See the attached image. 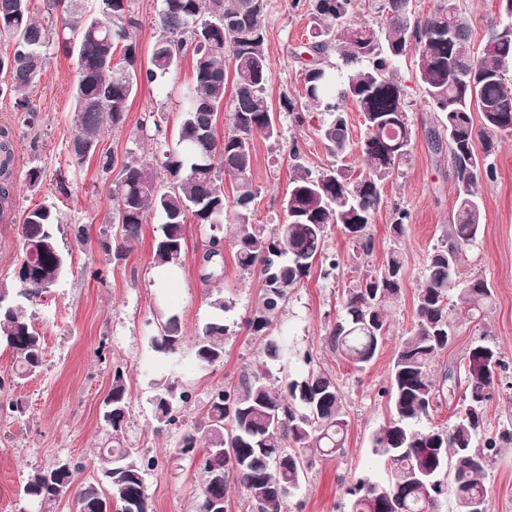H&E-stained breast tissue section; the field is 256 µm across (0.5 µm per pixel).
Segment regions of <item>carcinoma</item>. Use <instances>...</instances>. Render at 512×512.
Returning a JSON list of instances; mask_svg holds the SVG:
<instances>
[{
    "label": "carcinoma",
    "mask_w": 512,
    "mask_h": 512,
    "mask_svg": "<svg viewBox=\"0 0 512 512\" xmlns=\"http://www.w3.org/2000/svg\"><path fill=\"white\" fill-rule=\"evenodd\" d=\"M126 2L99 0L89 14L81 0H68L62 27L68 35L62 45L77 64L70 145L75 162L95 155L106 131L124 126L141 85L175 73L189 52L193 87L184 97L176 146L122 165L112 190L115 231L112 242L102 248L122 255L156 217L153 264L172 272L186 261L188 219L210 227L230 215L237 264L244 271H258L262 284L260 303L246 322L251 335L261 339L260 356L238 385L215 390L202 417L187 427L179 424L178 405L189 403L191 393L177 391L164 379L154 383L156 432L174 434V447L183 457L202 454L195 512H211L213 500L228 505L230 479L244 488L248 512H283L287 496L305 479L313 459L336 456L344 448L348 421L336 382L310 369L289 378L283 388L276 385L269 365L281 361L287 348L272 328L290 290L310 275L315 262L338 267L335 256L324 252L328 230L336 227L364 250L371 249L369 227L382 203L383 182L411 150L405 93L393 71L412 47L423 93L437 112L436 125L429 130L431 147L448 155L457 200L445 240L427 259L416 298V324L401 337L384 390L390 418L375 433L373 447L388 479L355 478L346 489L345 507L347 512H433L442 494L441 475L446 474L455 504L478 502L480 512H489L483 479L503 448L512 445V428L494 432L486 421L497 369L503 364L501 352L483 330L493 290L482 277L461 278L458 266L465 248L482 231L479 188L483 179L496 177L489 159L499 137L512 133V0H498L503 22L490 28L477 49L458 0H440L424 18L412 13L411 0H382L383 26L378 30L351 19L353 0H312L317 31L304 50L311 56L302 67L304 92L298 100L284 98L282 107L299 123L306 112L327 114L321 133L336 157L350 143L338 105L354 102L366 129L360 144L366 169L356 177L332 163L316 175L295 163L283 201L286 219L268 233L252 222L253 141L278 137L267 95V0H162L147 67L142 66L132 32L136 22L127 16ZM448 28L455 32L452 44L440 38V31ZM0 37L12 42V53L0 55V71L10 77L9 85H0V96L23 93L43 67L48 42V30L32 16L30 0H0ZM334 55L346 71L335 69ZM229 67L234 74L232 110L219 138L215 123L226 99ZM475 111L481 115L478 125ZM13 164L11 131L0 127V211L12 198ZM160 170L166 176L164 189L158 184ZM226 176L233 183L231 199L224 191ZM21 242L17 285L0 283V347L11 351L16 374L26 378L43 365V336L31 306L46 292L43 282L58 284L67 268L61 225L51 207L38 206L25 214ZM223 258V238L213 235L203 254L208 268L204 281L223 277ZM403 268L401 253L393 249L378 271L344 293L342 315L325 339L357 370L376 357L381 339L389 334L388 312L401 295ZM207 305L209 315L189 343L179 314L161 302L147 338L150 349L174 359L187 346L202 370L223 363L228 336L224 291L210 290ZM471 325L477 337L464 357L436 375L432 365L438 355L453 345L460 328ZM445 392L459 397L454 419L445 427L418 428ZM102 420V441L93 452L99 481L78 487L76 497L87 512H96L107 500L119 512H128L131 499L137 502L136 512H152L145 474L154 462L127 445L129 392L119 369L113 373ZM227 444L238 464L224 465L227 476L220 479L211 468V454ZM54 472V466L32 471L21 489L41 512H55L60 501L46 482Z\"/></svg>",
    "instance_id": "obj_1"
}]
</instances>
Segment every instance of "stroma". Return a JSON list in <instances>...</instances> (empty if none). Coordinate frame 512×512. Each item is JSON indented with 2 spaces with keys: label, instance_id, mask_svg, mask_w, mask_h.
Returning a JSON list of instances; mask_svg holds the SVG:
<instances>
[{
  "label": "stroma",
  "instance_id": "stroma-1",
  "mask_svg": "<svg viewBox=\"0 0 512 512\" xmlns=\"http://www.w3.org/2000/svg\"><path fill=\"white\" fill-rule=\"evenodd\" d=\"M310 5L311 0H268L265 29L272 105L286 97L299 98L303 92L302 64L295 53L308 42L314 26ZM44 53V66L27 92L37 110L35 122L18 123L13 97H0V126L11 129L15 144L13 204L8 221H0V281L10 284L15 279L22 219L30 209L51 206L64 230L88 226L90 241L71 246L67 274L33 308L36 327L44 338L41 372L18 379L11 352L0 348V403L6 405L0 410V512H38L35 504L20 497V487L32 470L52 466L59 459L79 462L74 486L98 479L92 452L101 440L103 401L118 369L124 372L129 391L127 442L156 462L145 476L153 512H194L201 487L199 464L181 457L172 439L156 434L153 384L165 376L191 390V403L180 408L188 425L212 390L238 384L259 356L260 341L249 334L245 322L258 305L261 283L256 275L237 266L232 252H225L222 287L228 337L224 362L204 371L187 352L169 367L158 363L146 344L159 287L150 237L132 245L120 259L105 256L101 248L112 237V189L120 164L152 150L151 141L143 139L138 130L140 123L150 112L163 114L167 140H176L181 93L192 80V60L184 58L164 82L142 86L123 128L101 137V151L113 153L117 161L105 173L96 159L80 164L71 159L76 64L64 55L57 40H50ZM395 77L406 92L413 142L408 162L384 182L383 202L370 228L373 246L363 251L356 241L332 229L325 239V251L336 257V270L314 266L304 283L290 292L274 323L273 332L285 344L288 360L285 366H271L272 375L308 367L326 372L342 394L348 421L342 453L314 463L306 481L288 498L285 512H344L345 489L353 477L365 474L385 480L383 461L372 448L373 433L388 418L383 391L389 386L398 341L415 325V298L424 283L427 257L439 245L454 210L455 181L447 162L429 144L428 131L435 118L422 91L414 54L398 62ZM341 109L351 142L344 155L329 154L318 133L321 117L316 113L299 123L280 112L278 141L255 138V223L269 230L285 219L283 199L292 146H299L303 163L315 173L332 164L362 167L363 117L352 102L342 103ZM491 161L496 177L480 187L482 233L464 251L459 273L464 278L483 277L491 285L494 300L486 323L512 378V134L502 137ZM33 167L42 171L36 188L29 187L26 179ZM399 209L407 211L408 219L403 235L397 237L391 224ZM208 239V231L188 224L186 262L168 283L173 305L190 335L209 315V286L201 278ZM395 248L402 252L405 265L402 294L389 311L391 334L373 362L358 371L329 348L325 335L341 315L345 289L359 277L379 270ZM13 403L19 404V411H10ZM484 485L491 512H512V449L498 459Z\"/></svg>",
  "mask_w": 512,
  "mask_h": 512
}]
</instances>
